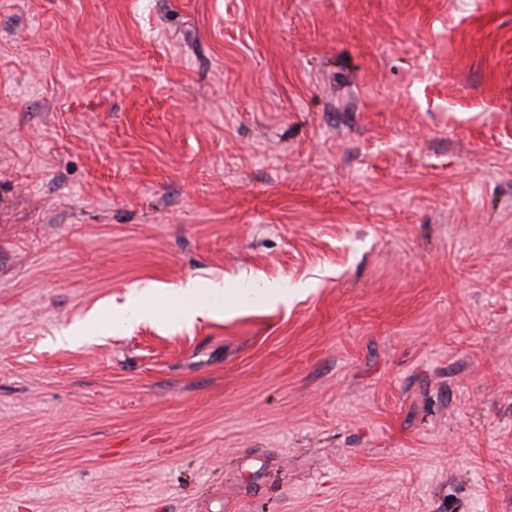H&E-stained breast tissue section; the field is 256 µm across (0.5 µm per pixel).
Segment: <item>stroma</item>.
Here are the masks:
<instances>
[{
    "label": "stroma",
    "instance_id": "stroma-1",
    "mask_svg": "<svg viewBox=\"0 0 512 512\" xmlns=\"http://www.w3.org/2000/svg\"><path fill=\"white\" fill-rule=\"evenodd\" d=\"M0 512H512V0H0ZM224 284L219 281H209L202 285L196 280H188L178 286L173 295L178 304V315L184 320H194L197 317L211 316L223 308ZM208 298V301H204ZM278 301L282 299L279 289L271 284H254L251 283L249 288H241L234 298L237 305L252 304L261 300ZM145 288L136 298L129 299L115 314L113 311L111 316L92 313L82 323L70 327L63 336H58L59 342L71 344L83 336L96 335L105 330L109 322H112V328H126L143 320H158L161 314L155 307V298L159 289L152 284Z\"/></svg>",
    "mask_w": 512,
    "mask_h": 512
}]
</instances>
